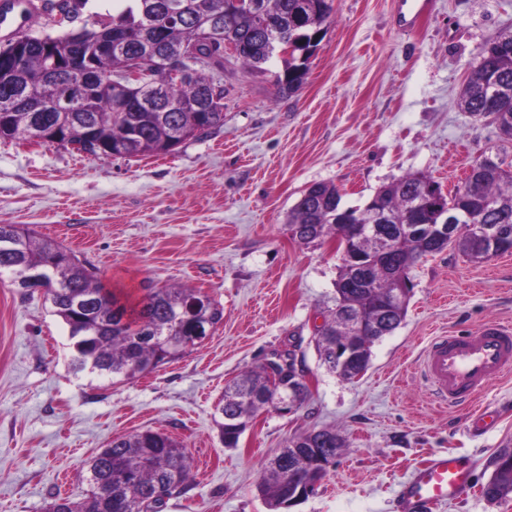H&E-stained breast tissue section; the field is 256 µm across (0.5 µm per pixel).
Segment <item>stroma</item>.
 I'll return each mask as SVG.
<instances>
[{"instance_id":"1","label":"stroma","mask_w":512,"mask_h":512,"mask_svg":"<svg viewBox=\"0 0 512 512\" xmlns=\"http://www.w3.org/2000/svg\"><path fill=\"white\" fill-rule=\"evenodd\" d=\"M400 2L334 0L289 96L274 86L281 58L257 73L227 57L223 126L172 154L104 159L0 142V224L56 240L109 288L184 285L224 308L183 358L114 383L74 372L68 328L43 292L0 275V512H45L62 490L82 497L84 462L113 436L146 429L192 460L189 490L162 512H268L257 491L264 464L324 427L346 447L295 512H399L402 482L443 451L476 460L473 489L430 512H512V496L482 494L495 452L512 446V373L480 395L497 423L476 432L473 407L437 403L422 372L432 337L512 324V253L474 262L450 247L417 262L406 318L375 342L360 380L328 371L312 341L336 306L341 256L335 242L291 236L288 212L310 185L335 184L356 206L408 173L451 190L485 153L512 161L492 119L457 106L483 45L512 28V0H426L410 31L398 26ZM62 30L35 11L0 21L1 39ZM288 350L309 379L306 402L289 417L259 413L225 448L215 411L225 384Z\"/></svg>"}]
</instances>
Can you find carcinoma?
<instances>
[{"instance_id":"obj_1","label":"carcinoma","mask_w":512,"mask_h":512,"mask_svg":"<svg viewBox=\"0 0 512 512\" xmlns=\"http://www.w3.org/2000/svg\"><path fill=\"white\" fill-rule=\"evenodd\" d=\"M168 0H127L119 12L84 27L77 37L66 32L42 41L27 37L23 62L15 66L0 55V140H14L32 118L54 127L77 151L97 158L111 152L127 157L166 155L187 140L221 127L224 113L206 114L195 108L216 85L224 60L213 58L204 40L203 23L220 17L222 33L239 38L237 59L261 70L277 53L270 35L295 43L276 76L278 93L293 94L303 85L309 58L300 54L317 49L331 22L333 0H243V6L224 12L223 0H180V20L165 24ZM44 11L70 18L71 0H45ZM193 47L201 63L181 79H173L164 63L169 55ZM141 59L143 82L120 87L111 81L133 57ZM461 108L471 114L494 116L502 138L512 141V29L499 33L483 47L477 65L464 84ZM432 178L409 173L379 188L362 206L341 205L333 184L312 185L292 206L288 224L303 245L327 239L342 242L347 226L336 215L377 208L388 216L384 228L397 248L393 264L375 263L370 269L374 291L389 297L392 286L409 277L412 266L427 254L439 253L446 243L433 244L409 236L403 226L412 203ZM454 207L468 212L476 224H505L512 230V165L487 160L471 165V174L456 187ZM34 268L49 275L46 293L53 313L69 330L71 363L77 372L110 376L112 381L136 379L158 366L182 358L196 346L194 336H210L224 320V308L192 288L148 286L134 295L104 291L97 273L72 251L17 224H0V273L18 277ZM371 290L355 287L344 297L342 311L331 310L318 329L316 346L322 364L336 372L333 356L341 313H368ZM266 378L259 366L224 387L216 406L224 447L238 446L240 436L266 403ZM346 445L333 427L291 438L264 467L257 489L269 512H280L288 485L321 481L326 473L308 462L302 449L317 448L336 457ZM290 448L301 452L288 453ZM93 489L85 497L66 498L67 512H124L129 500L146 502L159 512L174 486L183 493L191 471L189 455L176 440L160 431L117 435L107 448L87 462ZM484 497L498 501L512 494V473L492 472L483 486Z\"/></svg>"}]
</instances>
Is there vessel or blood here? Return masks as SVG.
Masks as SVG:
<instances>
[{"instance_id":"1","label":"vessel or blood","mask_w":512,"mask_h":512,"mask_svg":"<svg viewBox=\"0 0 512 512\" xmlns=\"http://www.w3.org/2000/svg\"><path fill=\"white\" fill-rule=\"evenodd\" d=\"M423 367L436 398L459 406L472 401L488 383L512 372V327L490 322L473 333L435 337ZM474 462L455 453L435 455L416 471L399 495L401 512H426L434 501L465 497L472 488Z\"/></svg>"}]
</instances>
